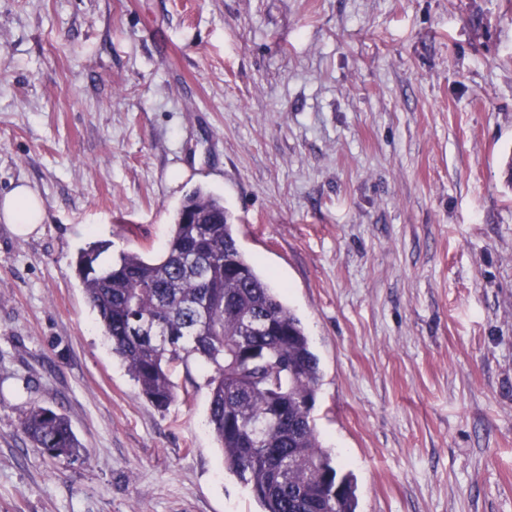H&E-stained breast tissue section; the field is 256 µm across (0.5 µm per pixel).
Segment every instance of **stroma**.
<instances>
[{
  "instance_id": "stroma-1",
  "label": "stroma",
  "mask_w": 512,
  "mask_h": 512,
  "mask_svg": "<svg viewBox=\"0 0 512 512\" xmlns=\"http://www.w3.org/2000/svg\"><path fill=\"white\" fill-rule=\"evenodd\" d=\"M512 0H0V512H262L196 363L155 408L72 260L162 252L185 195L319 359L358 512H512ZM66 414L87 461L19 427ZM5 224H11L19 235L34 233L43 220L44 205L42 199L28 186L18 185L9 194L0 199Z\"/></svg>"
}]
</instances>
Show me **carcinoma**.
<instances>
[{"instance_id": "obj_1", "label": "carcinoma", "mask_w": 512, "mask_h": 512, "mask_svg": "<svg viewBox=\"0 0 512 512\" xmlns=\"http://www.w3.org/2000/svg\"><path fill=\"white\" fill-rule=\"evenodd\" d=\"M108 249H81L75 270L140 394L167 407L173 371L198 362L224 467L262 512H357L353 480L311 419L318 358L301 321L238 248L223 199L201 189L186 196L156 258L128 251L103 265ZM20 426L53 458L87 456L63 413L33 406Z\"/></svg>"}]
</instances>
